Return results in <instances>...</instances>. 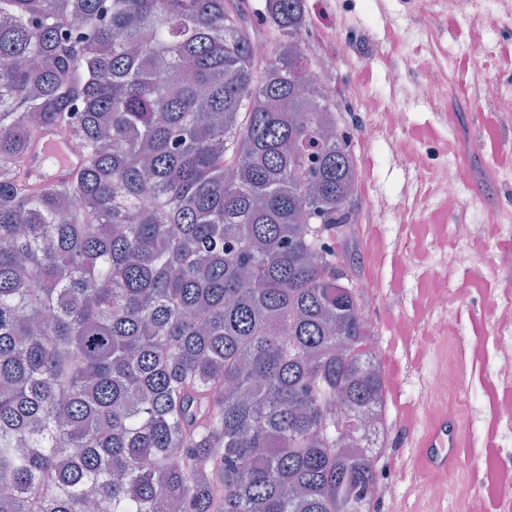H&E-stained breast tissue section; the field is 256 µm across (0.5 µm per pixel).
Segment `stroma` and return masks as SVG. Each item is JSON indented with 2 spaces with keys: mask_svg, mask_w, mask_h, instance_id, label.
I'll return each instance as SVG.
<instances>
[{
  "mask_svg": "<svg viewBox=\"0 0 512 512\" xmlns=\"http://www.w3.org/2000/svg\"><path fill=\"white\" fill-rule=\"evenodd\" d=\"M306 11L314 31L308 53L321 61L334 62L340 84L355 81L368 94L388 96L384 70L391 57L396 49L417 44L408 30L412 0H384L374 5L368 16L360 0H306ZM343 27L349 30L351 52L348 58L340 59L336 56L335 34ZM359 125L356 113H348L346 127L364 172L358 206L376 197L388 201L413 199L417 182L414 166L394 163L388 141L365 143ZM505 211L512 213V182L472 183L455 217L476 224L485 216L500 219ZM375 235L386 244L380 265H372L368 252L352 232L337 239L336 252L350 263L358 285L375 279L384 291L401 294L396 308L374 304L366 309L371 332L386 353L384 376L391 387L386 395V430L378 471L386 481L398 484L403 512H428L429 502L409 491L416 474L409 464L413 450L400 410L418 400V377L437 368V354L444 341L436 336L421 347L409 346L401 326L407 319L420 317L427 290L438 276H447L448 307L461 317L458 333L466 341L467 357L482 360L486 343L495 331L493 308L507 296V285L512 282V243L494 251L484 248L481 240H474L469 261L448 275L430 246L431 225L416 223L399 229L391 223L379 224ZM487 473L480 448L465 449L462 466L448 478V497L443 502L447 512H459V488L483 483Z\"/></svg>",
  "mask_w": 512,
  "mask_h": 512,
  "instance_id": "35a3bbf8",
  "label": "stroma"
}]
</instances>
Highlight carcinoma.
Here are the masks:
<instances>
[{
	"instance_id": "cac0c4a2",
	"label": "carcinoma",
	"mask_w": 512,
	"mask_h": 512,
	"mask_svg": "<svg viewBox=\"0 0 512 512\" xmlns=\"http://www.w3.org/2000/svg\"><path fill=\"white\" fill-rule=\"evenodd\" d=\"M255 15L0 0V512H376L357 157L305 0ZM58 130L82 163L37 179Z\"/></svg>"
}]
</instances>
